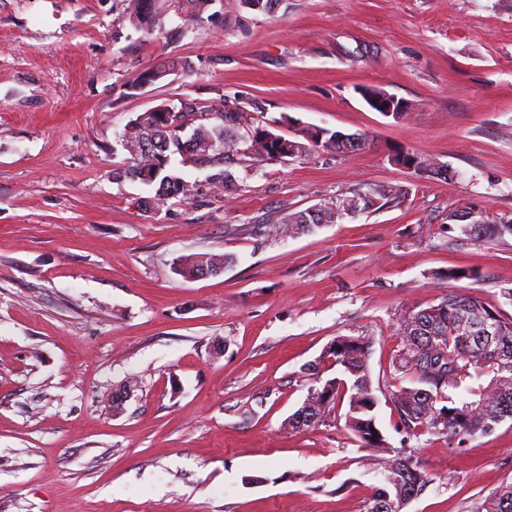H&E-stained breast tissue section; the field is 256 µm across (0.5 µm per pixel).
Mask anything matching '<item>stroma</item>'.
Returning <instances> with one entry per match:
<instances>
[{
    "instance_id": "stroma-1",
    "label": "stroma",
    "mask_w": 512,
    "mask_h": 512,
    "mask_svg": "<svg viewBox=\"0 0 512 512\" xmlns=\"http://www.w3.org/2000/svg\"><path fill=\"white\" fill-rule=\"evenodd\" d=\"M133 0H0V512H363L380 484L344 406L285 429L303 365L340 335L372 342L390 375L398 319L448 293L512 316V236L460 244L453 209L512 218V0H219L208 22ZM189 60L138 90L159 61ZM409 103L400 120L359 90ZM192 98L366 136L360 150L255 163L231 193L185 166L191 199L145 207L117 177L129 122ZM449 177L391 163L399 150ZM403 189L314 233L262 225L345 192ZM235 255L187 280L178 258ZM451 268L460 281L436 279ZM136 390L122 413L106 395ZM430 482L404 512H478L512 483V420L458 448L415 441ZM156 0H136L134 11L130 16L132 24L141 29H146L148 32L154 30L157 26L156 18Z\"/></svg>"
}]
</instances>
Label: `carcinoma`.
<instances>
[{
    "mask_svg": "<svg viewBox=\"0 0 512 512\" xmlns=\"http://www.w3.org/2000/svg\"><path fill=\"white\" fill-rule=\"evenodd\" d=\"M214 0H168V7L184 14L188 21L203 24ZM156 0H135L132 24L149 32L157 26ZM189 71L182 59L162 61L144 70L129 85L134 90L142 83H154L159 73ZM178 111L188 119L183 128L173 126L168 108L140 113L131 120V138L139 153L126 157L118 175L154 188L153 199L191 197V186L173 166V156L181 153L185 132H190V153L194 162L215 170L212 181L228 191L235 186L231 168L235 159L224 155V144L237 143L239 131L248 129L247 150L257 163L302 158L313 152L340 154L336 132L319 127L295 140L278 135L266 127L253 125L249 113L237 108L211 112L208 107L187 99ZM394 165L422 166L416 154L400 150L391 155ZM336 202L320 207L311 216L305 210L291 212L278 224H266V233L300 234L322 224H332ZM448 231H458L456 240H484L512 235V221L492 224L477 211L451 210ZM234 262L226 254L198 253L179 259L177 271L194 278L201 265L226 268ZM477 317L493 328L490 336H480L469 328V318ZM401 348L392 360V380L396 389L390 402L406 438L423 434L442 435L449 441L465 444L489 433L507 418H512V318L488 307L481 298L448 294L426 308L406 312L397 323ZM372 341L366 336H338L324 349L322 360L339 368V375L323 376L319 364L305 365L301 373L311 382L301 406L288 421L291 431H305L323 421L339 402H347L345 427L358 443L375 457L381 485L365 504V512H403L405 506L429 483L426 473L405 448H393L377 423V388L368 367ZM480 512H512V485L485 497Z\"/></svg>",
    "mask_w": 512,
    "mask_h": 512,
    "instance_id": "cac0c4a2",
    "label": "carcinoma"
}]
</instances>
